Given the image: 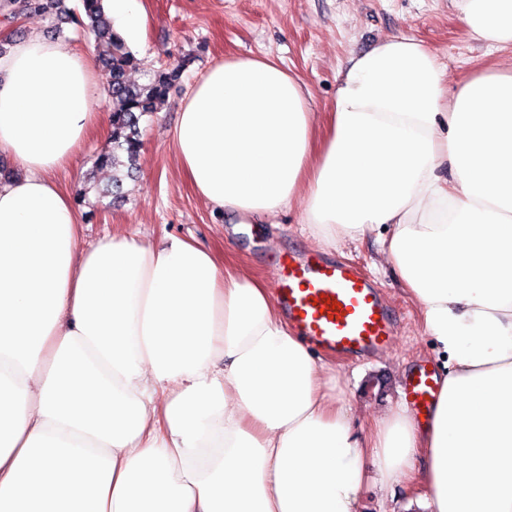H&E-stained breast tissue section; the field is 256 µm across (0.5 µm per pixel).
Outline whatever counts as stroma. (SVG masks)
<instances>
[{
	"label": "stroma",
	"mask_w": 512,
	"mask_h": 512,
	"mask_svg": "<svg viewBox=\"0 0 512 512\" xmlns=\"http://www.w3.org/2000/svg\"><path fill=\"white\" fill-rule=\"evenodd\" d=\"M147 22L132 52L140 70L183 64L156 112L140 122L138 169L119 202L99 200L84 175L109 143L107 126L95 124L56 180L70 196H82L81 247L120 233L142 241L171 234L194 240L226 264L273 281L279 256L289 246L341 260L363 272L397 314L394 338L378 355L357 362L323 357L337 398L351 409L358 428L370 430L403 404L402 384L420 365L441 370L444 357L424 325L423 308L406 289L381 242L379 231L329 246L317 227L305 223L300 203L260 224L228 223L222 211L194 192L174 150L181 103L195 82L218 61L232 56H267L298 76L312 95L315 122L325 130L336 89V73L350 57L391 35L413 37L432 49L451 84L496 68L512 51L495 50L464 29L451 0H142ZM425 486L405 480L382 488L367 482L361 512H424Z\"/></svg>",
	"instance_id": "1"
}]
</instances>
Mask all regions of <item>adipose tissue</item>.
<instances>
[{"instance_id":"adipose-tissue-1","label":"adipose tissue","mask_w":512,"mask_h":512,"mask_svg":"<svg viewBox=\"0 0 512 512\" xmlns=\"http://www.w3.org/2000/svg\"><path fill=\"white\" fill-rule=\"evenodd\" d=\"M140 44L141 0H106ZM512 47V0H451ZM100 87L41 32L0 52V512H359L369 477L420 475L427 512H512V68L448 89L395 35L338 70L330 127L268 57L213 65L174 142L197 195L246 222L303 201L331 243L381 229L448 355L429 422L357 432L265 280L164 235L81 248L56 181Z\"/></svg>"}]
</instances>
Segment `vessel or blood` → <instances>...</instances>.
Returning a JSON list of instances; mask_svg holds the SVG:
<instances>
[{"instance_id": "b4317fda", "label": "vessel or blood", "mask_w": 512, "mask_h": 512, "mask_svg": "<svg viewBox=\"0 0 512 512\" xmlns=\"http://www.w3.org/2000/svg\"><path fill=\"white\" fill-rule=\"evenodd\" d=\"M274 301L298 335L326 354L364 358L382 352L393 339L396 313L379 289L355 268L318 254H282ZM403 392L413 415H429L440 378L435 370L419 367L406 378Z\"/></svg>"}]
</instances>
